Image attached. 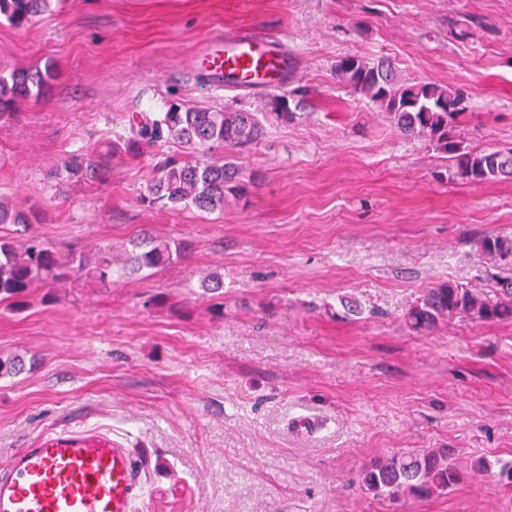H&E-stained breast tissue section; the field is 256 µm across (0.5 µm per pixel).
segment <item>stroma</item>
<instances>
[{"label": "stroma", "mask_w": 512, "mask_h": 512, "mask_svg": "<svg viewBox=\"0 0 512 512\" xmlns=\"http://www.w3.org/2000/svg\"><path fill=\"white\" fill-rule=\"evenodd\" d=\"M241 29L287 50L304 109L242 153L210 150L233 157L246 197L143 204L161 160L198 155L114 132L174 97L258 104L265 90H216L192 67ZM345 55L466 90L465 146L512 149V0H52L28 28L0 21V71L54 69L0 119V198L42 213L30 235L64 256L119 258L144 233L188 245L159 270L106 285L74 271L0 302V358L24 364L0 378V464L86 430L152 451L135 512H512L496 472L512 461V321H406L426 289H486L512 267L480 248L512 236V180L452 179L428 140L337 82ZM75 154L98 174L64 177ZM431 448L463 470L447 494L362 487L370 459Z\"/></svg>", "instance_id": "35a3bbf8"}]
</instances>
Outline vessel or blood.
I'll use <instances>...</instances> for the list:
<instances>
[{"label": "vessel or blood", "mask_w": 512, "mask_h": 512, "mask_svg": "<svg viewBox=\"0 0 512 512\" xmlns=\"http://www.w3.org/2000/svg\"><path fill=\"white\" fill-rule=\"evenodd\" d=\"M196 66L215 87L282 89L287 54L262 38L236 34L199 54ZM149 455L110 437L69 432L18 449L0 466V512H134Z\"/></svg>", "instance_id": "obj_1"}]
</instances>
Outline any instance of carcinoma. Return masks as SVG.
<instances>
[{
	"label": "carcinoma",
	"mask_w": 512,
	"mask_h": 512,
	"mask_svg": "<svg viewBox=\"0 0 512 512\" xmlns=\"http://www.w3.org/2000/svg\"><path fill=\"white\" fill-rule=\"evenodd\" d=\"M48 0H0V18L17 29L29 26ZM339 83L362 94L385 112L396 127L412 140L425 138L448 156L455 176L465 182L480 183L512 177V151L475 152L463 145L456 127L466 109L464 91L432 82L401 79L387 59L370 60L358 55L336 61ZM51 68L0 71V117L20 100L38 99L50 87ZM293 116L288 94H269L250 111L227 105L222 111L169 100L166 111L141 113L132 119L128 142L152 145L176 140L189 150L220 145L242 150L259 141L265 123L283 122ZM159 176L141 194L149 206H193L211 212L224 208L226 195L241 197L246 186L240 169L229 158L195 162L166 157L158 166ZM41 223L34 210L10 205L0 198V224L24 228ZM481 248L491 260L512 255V238L486 236ZM181 256L180 245L145 234L132 242V250L122 270L130 275L144 269H158ZM101 284L112 281V252L99 248L66 257L56 254L30 237L0 236V301L20 304L37 283L60 285L72 270ZM467 317L480 322L512 320V269L494 276L493 288L476 290L451 282L429 289L407 313L409 326L416 330L433 327L438 321ZM461 479V469L448 449L413 454H393L366 463L362 486L376 497L396 499L402 494L419 498L448 492Z\"/></svg>",
	"instance_id": "carcinoma-1"
}]
</instances>
